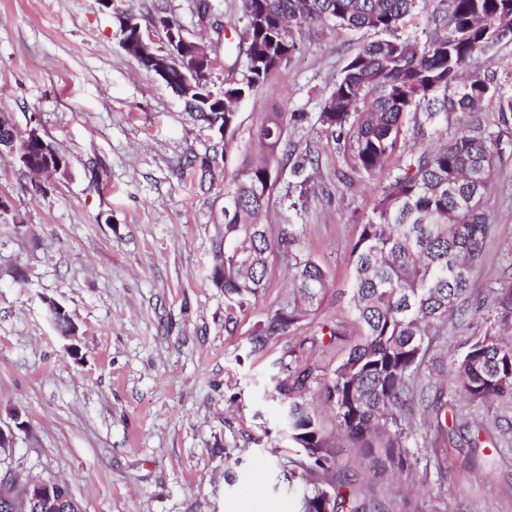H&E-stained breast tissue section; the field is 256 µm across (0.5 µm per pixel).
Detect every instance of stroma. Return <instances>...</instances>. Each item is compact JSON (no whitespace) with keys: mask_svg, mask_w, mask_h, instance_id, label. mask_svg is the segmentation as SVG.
Wrapping results in <instances>:
<instances>
[{"mask_svg":"<svg viewBox=\"0 0 512 512\" xmlns=\"http://www.w3.org/2000/svg\"><path fill=\"white\" fill-rule=\"evenodd\" d=\"M0 0V112L36 125L69 159L68 176L34 188L0 155V427L14 428L6 464L22 479L63 482L83 512H297L279 460L288 437L272 398L275 362L288 339L251 353L263 313L288 294V267L271 256L265 289L228 309L209 283L224 175L199 187L188 158L215 142L183 99L121 44L117 17L138 19L165 48L163 15L204 45L209 83L224 89L225 56L244 31L241 0ZM373 36L313 26L301 50L239 103L235 149L247 148L268 113L284 116L289 147L319 154L314 186L291 209L283 188L267 221L295 225L330 289L300 335L328 320L354 334L343 290L350 251L385 176L340 182L342 159L317 122L349 58ZM486 213L492 226L446 343L431 352L430 380L447 390L452 354L495 315V290L512 276V154L498 164ZM65 307L75 338L55 329L47 300ZM448 428L414 412L421 464L412 477H378L337 442L343 471L389 512H512V403L448 397ZM490 429L475 451L461 424Z\"/></svg>","mask_w":512,"mask_h":512,"instance_id":"35a3bbf8","label":"stroma"}]
</instances>
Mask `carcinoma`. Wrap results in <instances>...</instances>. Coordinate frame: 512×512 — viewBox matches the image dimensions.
<instances>
[{
  "label": "carcinoma",
  "instance_id": "carcinoma-1",
  "mask_svg": "<svg viewBox=\"0 0 512 512\" xmlns=\"http://www.w3.org/2000/svg\"><path fill=\"white\" fill-rule=\"evenodd\" d=\"M241 2L245 60L234 59L229 71L243 66L242 79L226 80L222 97L208 89L202 99L187 101L195 119L224 131L212 153L188 160L202 186L214 179L218 164H227L238 103L300 51L301 26L330 24L379 36L350 57L317 118L342 154V177L351 172L374 180L397 158L351 248L347 307L359 334L348 337L331 322L320 337H296L322 306L327 273L299 247L298 231L283 228L273 235L266 213L280 181L277 150L288 165L286 195L293 209L306 198L319 160L288 150L279 112L256 131L263 154L238 157L237 172L224 184V196L235 206L224 214V241L216 244L209 281L224 292L229 307L242 309L261 294L270 255L277 251L287 260L292 288L249 336L253 353L284 336L296 339L276 362L274 392L286 407L291 444L281 462L283 475L300 512H385L384 504L366 501L341 474L332 438L336 433L364 449L381 474L408 473L417 464L413 407L425 402L429 389L421 367L448 315L465 300L482 259L489 232L485 200L503 153V131L473 122L420 153L407 151L406 142L442 134L452 115L473 110L487 97L497 101L499 125L512 126V92L479 76L461 80L479 55L512 41V0ZM14 146L35 168L49 169L42 142L26 137L1 112L0 152ZM496 314L502 323L512 318V282L501 286ZM338 344L337 363L322 369L312 363L314 349ZM449 380L455 393L473 402L512 400V339L503 341L494 326L471 337L453 360ZM316 397L332 412V432L310 405Z\"/></svg>",
  "mask_w": 512,
  "mask_h": 512
}]
</instances>
